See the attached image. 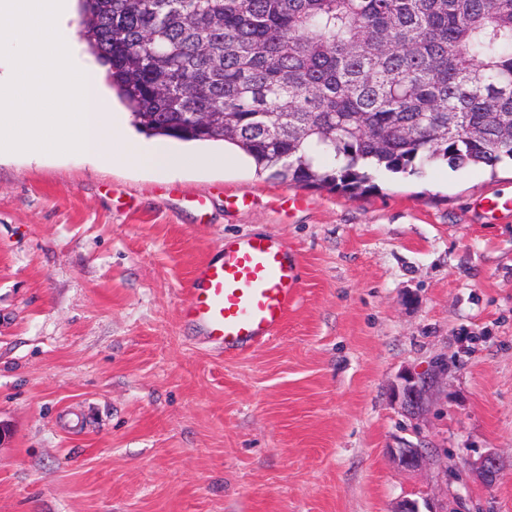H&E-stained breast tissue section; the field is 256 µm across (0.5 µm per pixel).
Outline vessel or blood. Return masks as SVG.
Listing matches in <instances>:
<instances>
[{"label":"vessel or blood","mask_w":512,"mask_h":512,"mask_svg":"<svg viewBox=\"0 0 512 512\" xmlns=\"http://www.w3.org/2000/svg\"><path fill=\"white\" fill-rule=\"evenodd\" d=\"M300 288V259L287 242L228 240L193 271L183 314L214 348L243 354L279 333Z\"/></svg>","instance_id":"b4317fda"}]
</instances>
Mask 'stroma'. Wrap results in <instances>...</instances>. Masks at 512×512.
Masks as SVG:
<instances>
[{"label": "stroma", "mask_w": 512, "mask_h": 512, "mask_svg": "<svg viewBox=\"0 0 512 512\" xmlns=\"http://www.w3.org/2000/svg\"><path fill=\"white\" fill-rule=\"evenodd\" d=\"M374 182L1 157L0 512H512V217L481 208L512 201V163ZM264 234L298 251L301 292L227 355L184 319L189 280ZM489 451L491 486L467 467ZM433 383L431 376L410 375L404 379L401 391H398V399L407 413H415L424 402L426 393Z\"/></svg>", "instance_id": "35a3bbf8"}]
</instances>
